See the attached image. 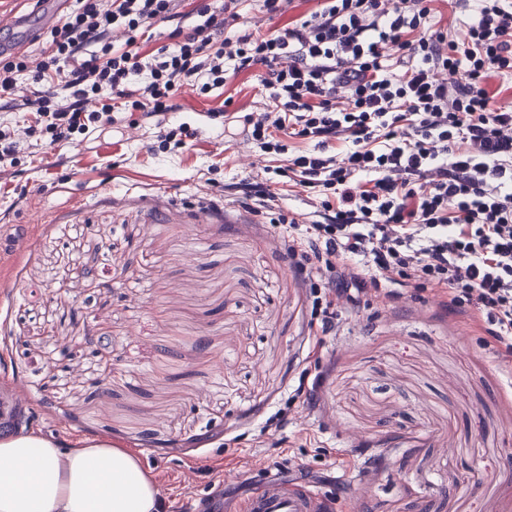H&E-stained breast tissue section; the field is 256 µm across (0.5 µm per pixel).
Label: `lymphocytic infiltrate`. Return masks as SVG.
I'll return each instance as SVG.
<instances>
[{"mask_svg":"<svg viewBox=\"0 0 512 512\" xmlns=\"http://www.w3.org/2000/svg\"><path fill=\"white\" fill-rule=\"evenodd\" d=\"M76 2L45 48L0 61V100L40 121L21 133L0 123V173L42 133L57 142L115 125V95L152 121L159 149L179 151L187 128L166 117L182 90L258 68L270 103L242 115L243 131L262 154H287L288 171L322 196L290 266L325 274L329 297L349 303L434 287L512 366V108H490L480 85L487 71H512V0H479L460 42L431 31L427 0H323L263 37L241 31V0L190 13L186 0ZM155 25L169 42L142 54L137 35ZM49 71L55 90L21 93V75ZM275 129L310 150L289 153ZM335 139L344 153L328 154Z\"/></svg>","mask_w":512,"mask_h":512,"instance_id":"f902f5d3","label":"lymphocytic infiltrate"}]
</instances>
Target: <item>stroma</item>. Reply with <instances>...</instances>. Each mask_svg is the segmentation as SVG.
<instances>
[{
    "mask_svg": "<svg viewBox=\"0 0 512 512\" xmlns=\"http://www.w3.org/2000/svg\"><path fill=\"white\" fill-rule=\"evenodd\" d=\"M317 7L297 0L260 23L253 0L240 10L263 36ZM430 8L433 30L459 41L478 4ZM228 96L245 112L267 101L244 72L178 97L183 151L125 121L45 143L0 179V237L20 224L33 241L0 252V396L23 384L30 432L62 451L94 439L133 453L160 512L219 495L242 512L268 480L313 488L326 512H512V375L497 342L428 289L314 311L321 283L289 266L288 226L224 196L272 162L210 120ZM271 189L284 215L311 222L297 177Z\"/></svg>",
    "mask_w": 512,
    "mask_h": 512,
    "instance_id": "35a3bbf8",
    "label": "stroma"
}]
</instances>
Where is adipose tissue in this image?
Returning <instances> with one entry per match:
<instances>
[{
	"mask_svg": "<svg viewBox=\"0 0 512 512\" xmlns=\"http://www.w3.org/2000/svg\"><path fill=\"white\" fill-rule=\"evenodd\" d=\"M138 459L108 442L68 452L37 435L0 440V512H158Z\"/></svg>",
	"mask_w": 512,
	"mask_h": 512,
	"instance_id": "ef3b65f1",
	"label": "adipose tissue"
}]
</instances>
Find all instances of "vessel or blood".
Returning <instances> with one entry per match:
<instances>
[{
	"mask_svg": "<svg viewBox=\"0 0 512 512\" xmlns=\"http://www.w3.org/2000/svg\"><path fill=\"white\" fill-rule=\"evenodd\" d=\"M67 0H38L27 14L0 16V30L9 40L0 42V58L16 55L33 45L37 36L65 17ZM318 496L308 489H288L270 482L259 489L246 506V512H320Z\"/></svg>",
	"mask_w": 512,
	"mask_h": 512,
	"instance_id": "obj_1",
	"label": "vessel or blood"
}]
</instances>
